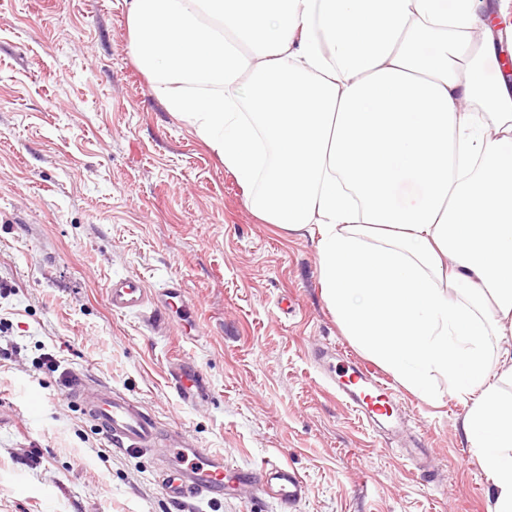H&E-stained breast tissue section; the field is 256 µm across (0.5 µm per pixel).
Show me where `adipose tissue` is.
<instances>
[{
    "instance_id": "ef3b65f1",
    "label": "adipose tissue",
    "mask_w": 512,
    "mask_h": 512,
    "mask_svg": "<svg viewBox=\"0 0 512 512\" xmlns=\"http://www.w3.org/2000/svg\"><path fill=\"white\" fill-rule=\"evenodd\" d=\"M128 49L264 221L308 235L345 335L443 377L512 512V0H126ZM482 39H475V28Z\"/></svg>"
}]
</instances>
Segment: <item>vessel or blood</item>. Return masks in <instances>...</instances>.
I'll list each match as a JSON object with an SVG mask.
<instances>
[{"instance_id":"vessel-or-blood-1","label":"vessel or blood","mask_w":512,"mask_h":512,"mask_svg":"<svg viewBox=\"0 0 512 512\" xmlns=\"http://www.w3.org/2000/svg\"><path fill=\"white\" fill-rule=\"evenodd\" d=\"M105 295L116 313H138L150 305L166 316L190 307L184 285L177 278L154 291L138 278H111L106 283ZM371 374V369L347 366L338 374L337 388L347 407L374 423L387 415L390 399L384 385L372 383ZM171 379L186 405H196L210 395L205 376L193 367L181 366L173 371ZM64 397L82 405L85 415L108 446L123 450L162 447L169 467L163 489L172 502L179 503L188 497L212 499L223 495V455L196 447L181 435L162 432L156 420L138 402L111 391L86 371L69 373ZM261 472L266 487L284 504L291 506L304 498L307 486L297 470L270 460L262 464Z\"/></svg>"}]
</instances>
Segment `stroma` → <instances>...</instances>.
Wrapping results in <instances>:
<instances>
[{
  "instance_id": "obj_1",
  "label": "stroma",
  "mask_w": 512,
  "mask_h": 512,
  "mask_svg": "<svg viewBox=\"0 0 512 512\" xmlns=\"http://www.w3.org/2000/svg\"><path fill=\"white\" fill-rule=\"evenodd\" d=\"M127 44L124 0H0V512H288L253 475L268 459L307 483L290 512H487L467 403L378 367L402 412L381 436L337 398L324 357L370 358L320 295L314 242L252 213ZM128 276L182 279L196 339L112 312L106 280ZM188 363L212 390L191 407L169 382ZM77 370L223 454L224 497L173 505L157 450L108 447L62 398Z\"/></svg>"
}]
</instances>
